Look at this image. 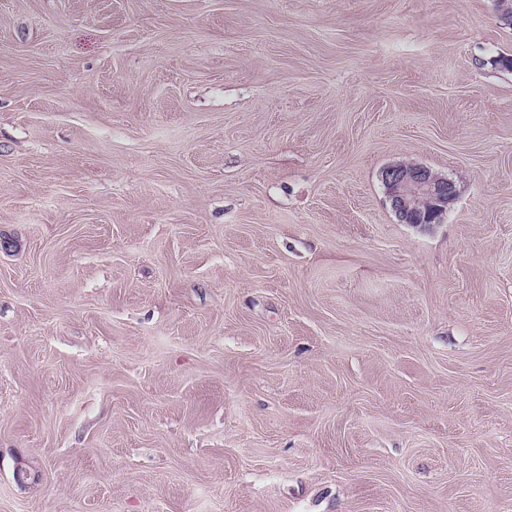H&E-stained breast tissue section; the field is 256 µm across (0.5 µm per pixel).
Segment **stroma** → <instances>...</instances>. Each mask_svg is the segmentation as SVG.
I'll list each match as a JSON object with an SVG mask.
<instances>
[{
    "label": "stroma",
    "mask_w": 512,
    "mask_h": 512,
    "mask_svg": "<svg viewBox=\"0 0 512 512\" xmlns=\"http://www.w3.org/2000/svg\"><path fill=\"white\" fill-rule=\"evenodd\" d=\"M498 57L497 0H0V512H512ZM381 181L391 209L404 224H438L456 197L453 180L420 164L387 166Z\"/></svg>",
    "instance_id": "stroma-1"
}]
</instances>
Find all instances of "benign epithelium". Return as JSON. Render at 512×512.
<instances>
[{
	"label": "benign epithelium",
	"instance_id": "7a95c632",
	"mask_svg": "<svg viewBox=\"0 0 512 512\" xmlns=\"http://www.w3.org/2000/svg\"><path fill=\"white\" fill-rule=\"evenodd\" d=\"M381 181L391 209L404 224L439 223L456 197L453 180L420 164L387 166Z\"/></svg>",
	"mask_w": 512,
	"mask_h": 512
}]
</instances>
